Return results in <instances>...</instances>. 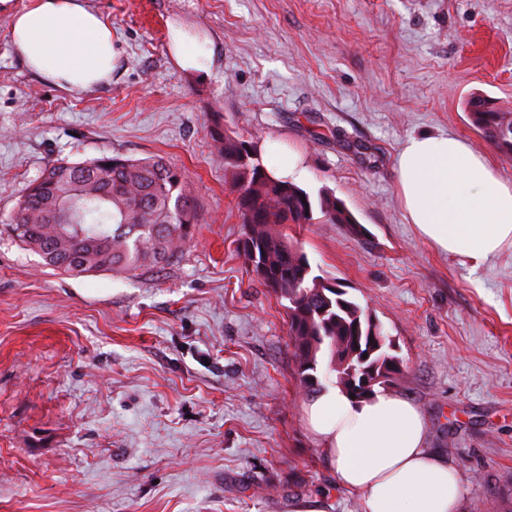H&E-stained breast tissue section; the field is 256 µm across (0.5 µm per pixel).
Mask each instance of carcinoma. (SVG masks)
<instances>
[{
	"instance_id": "carcinoma-1",
	"label": "carcinoma",
	"mask_w": 512,
	"mask_h": 512,
	"mask_svg": "<svg viewBox=\"0 0 512 512\" xmlns=\"http://www.w3.org/2000/svg\"><path fill=\"white\" fill-rule=\"evenodd\" d=\"M472 126L512 158V112L485 96L466 103ZM224 164L234 169L233 192L245 238L242 251L260 285L287 301L289 336L299 387L320 391L318 366L346 393L361 399L374 388L358 377L376 370L392 380L401 373L381 327L366 308L312 274L307 257L278 226L308 224L319 210L333 224L358 234L361 225L343 203L313 198L273 175L257 181L259 157L240 154L242 141L215 132ZM3 231L41 257L44 265L73 277L100 272L130 273L169 263L194 238L199 214L184 172L161 158L103 155L83 162L57 161L27 186Z\"/></svg>"
}]
</instances>
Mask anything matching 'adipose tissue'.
<instances>
[{"instance_id": "obj_1", "label": "adipose tissue", "mask_w": 512, "mask_h": 512, "mask_svg": "<svg viewBox=\"0 0 512 512\" xmlns=\"http://www.w3.org/2000/svg\"><path fill=\"white\" fill-rule=\"evenodd\" d=\"M11 42L30 70L62 88L107 81L116 57L110 23L84 0H30L13 15ZM395 174L408 222L437 250L478 266L512 244V184L460 138L410 136ZM304 414L360 512H456V469L428 448L427 420L410 401L378 391L357 402L329 383Z\"/></svg>"}]
</instances>
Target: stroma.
<instances>
[{"label":"stroma","instance_id":"obj_1","mask_svg":"<svg viewBox=\"0 0 512 512\" xmlns=\"http://www.w3.org/2000/svg\"><path fill=\"white\" fill-rule=\"evenodd\" d=\"M27 3L0 7V225L50 163L105 154L184 170L200 222L134 276L56 273L0 235V512H359L306 425L283 302L241 252L216 130L267 168L298 156L295 184L362 225L280 230L390 337V390L455 465L458 512H512V245L477 267L435 250L395 174L408 136L444 132L512 183L466 111H512V0H88L118 61L85 90L15 55Z\"/></svg>","mask_w":512,"mask_h":512}]
</instances>
